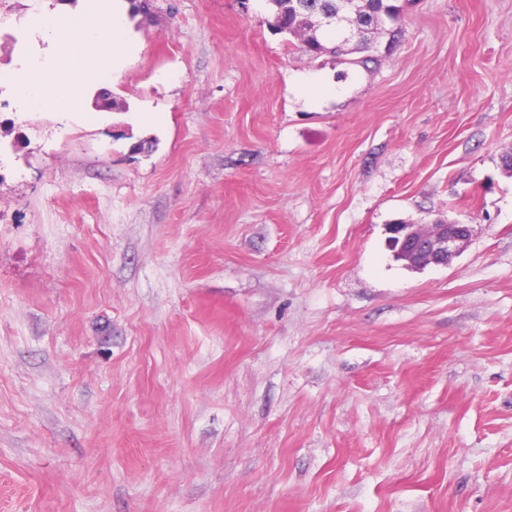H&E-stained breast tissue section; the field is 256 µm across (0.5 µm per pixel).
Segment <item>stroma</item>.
<instances>
[{
  "instance_id": "stroma-1",
  "label": "stroma",
  "mask_w": 512,
  "mask_h": 512,
  "mask_svg": "<svg viewBox=\"0 0 512 512\" xmlns=\"http://www.w3.org/2000/svg\"><path fill=\"white\" fill-rule=\"evenodd\" d=\"M396 3L362 64L152 0L114 108L0 110V512H512V0ZM340 91L336 85L328 84L315 75L303 76L297 84L299 98L304 99L310 108H317L324 101L336 98ZM438 223L441 224H391L389 226V234L400 239L397 256L405 261L408 267L448 265V262L466 247L471 237L469 224L448 220Z\"/></svg>"
}]
</instances>
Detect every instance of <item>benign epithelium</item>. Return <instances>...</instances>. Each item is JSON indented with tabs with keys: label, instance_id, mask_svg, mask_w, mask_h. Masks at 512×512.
Masks as SVG:
<instances>
[{
	"label": "benign epithelium",
	"instance_id": "benign-epithelium-1",
	"mask_svg": "<svg viewBox=\"0 0 512 512\" xmlns=\"http://www.w3.org/2000/svg\"><path fill=\"white\" fill-rule=\"evenodd\" d=\"M388 232L400 239L398 257L411 268L448 265L466 247L471 227L445 220L439 224H392Z\"/></svg>",
	"mask_w": 512,
	"mask_h": 512
}]
</instances>
